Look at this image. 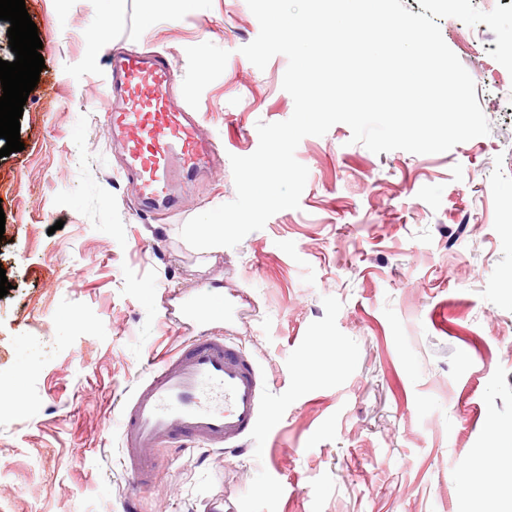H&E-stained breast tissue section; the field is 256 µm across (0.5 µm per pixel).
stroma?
<instances>
[{"mask_svg": "<svg viewBox=\"0 0 512 512\" xmlns=\"http://www.w3.org/2000/svg\"><path fill=\"white\" fill-rule=\"evenodd\" d=\"M45 66L0 158V512H457L512 427V74L486 24L440 21L476 84L488 135L437 154H375L338 123L299 143L300 206L235 247L197 250L192 217L236 196L230 164L180 213L142 212L104 122L112 52L151 49L221 156L252 154L257 122L289 119L288 61L255 67L246 0H25ZM231 318L268 412L243 452H164L152 490L120 459L116 404L154 357L196 335L182 299Z\"/></svg>", "mask_w": 512, "mask_h": 512, "instance_id": "obj_1", "label": "stroma"}]
</instances>
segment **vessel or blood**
Masks as SVG:
<instances>
[{
  "mask_svg": "<svg viewBox=\"0 0 512 512\" xmlns=\"http://www.w3.org/2000/svg\"><path fill=\"white\" fill-rule=\"evenodd\" d=\"M112 104L105 111L121 172L143 211L164 219L181 210V189L219 153L170 90L167 56L120 53L109 62ZM266 388L254 359L223 333L203 331L151 369L122 406V464L142 490L154 488L161 449L202 443L243 449L266 413Z\"/></svg>",
  "mask_w": 512,
  "mask_h": 512,
  "instance_id": "obj_1",
  "label": "vessel or blood"
}]
</instances>
